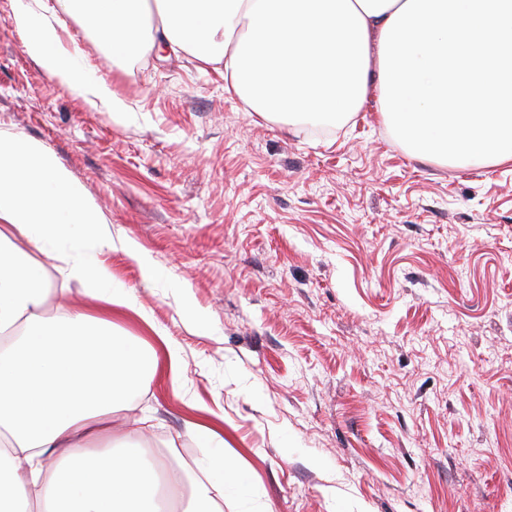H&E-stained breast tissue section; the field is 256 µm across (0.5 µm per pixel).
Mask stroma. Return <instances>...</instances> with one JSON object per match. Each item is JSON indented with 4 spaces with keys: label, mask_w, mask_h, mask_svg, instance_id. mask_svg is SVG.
Returning a JSON list of instances; mask_svg holds the SVG:
<instances>
[{
    "label": "stroma",
    "mask_w": 512,
    "mask_h": 512,
    "mask_svg": "<svg viewBox=\"0 0 512 512\" xmlns=\"http://www.w3.org/2000/svg\"><path fill=\"white\" fill-rule=\"evenodd\" d=\"M15 7L0 0V127L103 209V259L140 307L116 323L181 349L180 389L160 375L135 402L149 456L202 465L186 424L205 418L248 476L224 512H512V162L413 158L373 98L330 132L286 130L193 56L117 61L60 14L113 114L27 55ZM48 277V315L101 313Z\"/></svg>",
    "instance_id": "1"
}]
</instances>
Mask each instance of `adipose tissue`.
I'll return each instance as SVG.
<instances>
[{
  "label": "adipose tissue",
  "instance_id": "adipose-tissue-1",
  "mask_svg": "<svg viewBox=\"0 0 512 512\" xmlns=\"http://www.w3.org/2000/svg\"><path fill=\"white\" fill-rule=\"evenodd\" d=\"M112 54L178 46L223 64L253 112L292 125L347 122L376 98L417 158L465 167L512 161V0H62ZM44 0L13 15L49 74L124 111L111 86L65 50ZM108 220L57 155L0 128V512H222L244 474L207 424L187 433L213 454L201 472L148 459L145 378L178 380L181 352L119 331L111 316L49 318L43 253L63 281L109 309L136 311L99 255Z\"/></svg>",
  "mask_w": 512,
  "mask_h": 512
}]
</instances>
